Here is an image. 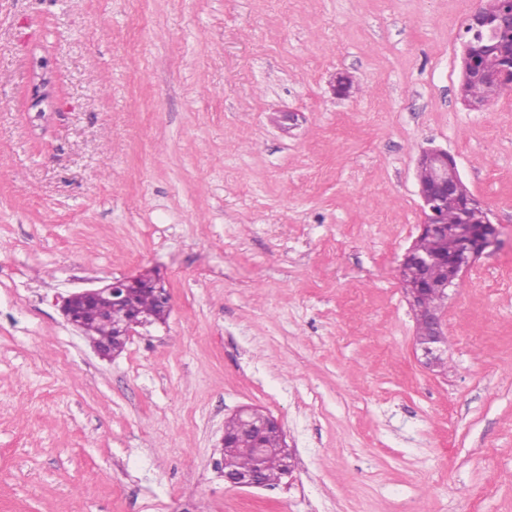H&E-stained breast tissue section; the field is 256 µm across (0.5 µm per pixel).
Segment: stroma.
<instances>
[{"label": "stroma", "instance_id": "obj_1", "mask_svg": "<svg viewBox=\"0 0 512 512\" xmlns=\"http://www.w3.org/2000/svg\"><path fill=\"white\" fill-rule=\"evenodd\" d=\"M480 0H0V512H512V91ZM350 87L337 95V77ZM447 150L501 234L426 368L401 264ZM164 279L105 359L64 298ZM276 418L272 488L217 466ZM484 2L467 18L462 40V84L483 82L490 84L497 92L512 89V42L507 46L497 41V34L512 30L511 0H481ZM488 52L501 56L502 66L490 74L482 67V57Z\"/></svg>", "mask_w": 512, "mask_h": 512}]
</instances>
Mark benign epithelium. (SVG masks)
Returning a JSON list of instances; mask_svg holds the SVG:
<instances>
[{
	"label": "benign epithelium",
	"mask_w": 512,
	"mask_h": 512,
	"mask_svg": "<svg viewBox=\"0 0 512 512\" xmlns=\"http://www.w3.org/2000/svg\"><path fill=\"white\" fill-rule=\"evenodd\" d=\"M512 30V0H482L467 18L462 40V83L483 82L491 85L496 91L512 89V43L504 45L497 41V34L504 29ZM488 52L501 56L502 66L498 72L490 74L482 67V57ZM418 168L428 172L425 181H418V194L423 202L425 221L421 234L431 239L442 241L444 224L440 221L439 211L448 201H453L458 208L460 225L456 249L448 251L444 246L432 255H421L409 249L404 263L418 265L422 268L440 261L449 271L447 281L432 284L425 278L405 285L404 291L409 305L415 307L431 289L443 295L459 285L463 276L474 266L483 251L493 245L497 239L498 229L491 220V211L481 207V203L472 195L464 192L455 160L443 149H428L418 161ZM483 208L485 217L482 223L473 224L469 213L475 208ZM143 287L141 278L116 279L102 288L86 289L68 296L63 302V313L67 321L76 328L83 324L82 310L92 307L99 299L106 298L110 307L105 316L113 319L114 333L117 339L127 341L138 327L150 325V322L129 304L131 293ZM120 312L112 314V309ZM444 311H435L429 318L428 334L424 338L415 339L416 349L422 352V364L430 367L438 363L445 353L442 348L445 342ZM225 481L236 487L261 488L260 471L254 470L242 475L225 477Z\"/></svg>",
	"instance_id": "1"
}]
</instances>
